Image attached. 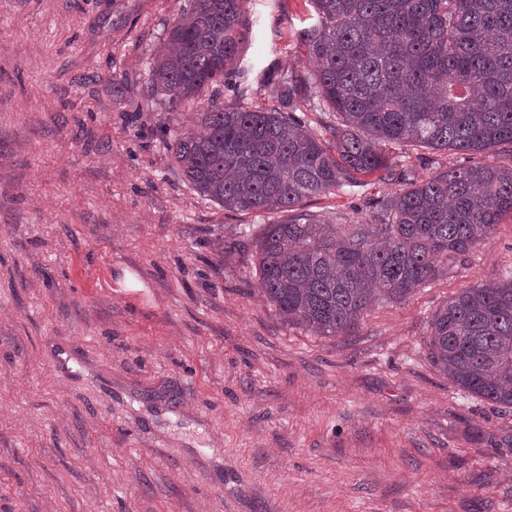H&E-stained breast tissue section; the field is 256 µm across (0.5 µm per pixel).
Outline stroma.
Segmentation results:
<instances>
[{
  "label": "stroma",
  "instance_id": "35a3bbf8",
  "mask_svg": "<svg viewBox=\"0 0 512 512\" xmlns=\"http://www.w3.org/2000/svg\"><path fill=\"white\" fill-rule=\"evenodd\" d=\"M186 0H0V512H512V408L460 391L428 323L512 270V216L347 335L263 297L259 213L164 145L194 105L148 79ZM223 99L270 107L309 0H248ZM399 186L317 195L333 224Z\"/></svg>",
  "mask_w": 512,
  "mask_h": 512
}]
</instances>
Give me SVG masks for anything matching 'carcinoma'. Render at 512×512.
<instances>
[{
	"label": "carcinoma",
	"instance_id": "cac0c4a2",
	"mask_svg": "<svg viewBox=\"0 0 512 512\" xmlns=\"http://www.w3.org/2000/svg\"><path fill=\"white\" fill-rule=\"evenodd\" d=\"M248 0H188L150 81L176 110L213 98L172 135L182 177L232 212L284 213L255 239L263 293L288 322L336 336L376 302H400L454 266L512 214V164L392 172L386 144L434 153H512V0H310L299 32L313 66L260 79L277 105L220 101L250 39ZM325 114L310 129L297 112ZM397 179L366 217L328 224L305 210L360 177ZM428 356L460 390L512 408V273L465 288L429 321Z\"/></svg>",
	"mask_w": 512,
	"mask_h": 512
}]
</instances>
